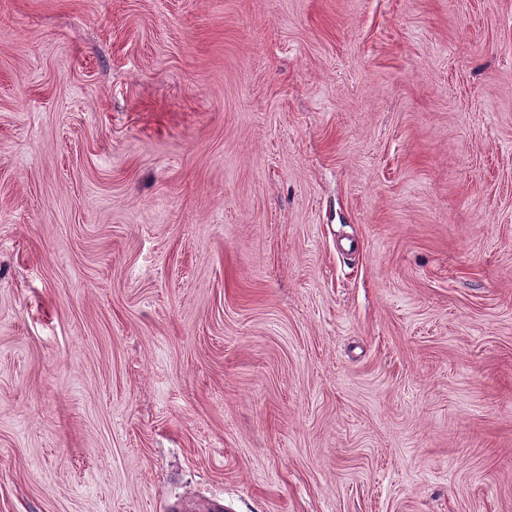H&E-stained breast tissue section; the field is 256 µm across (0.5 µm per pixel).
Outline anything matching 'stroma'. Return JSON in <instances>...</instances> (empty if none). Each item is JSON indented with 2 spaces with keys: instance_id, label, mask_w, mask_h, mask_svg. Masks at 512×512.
Returning <instances> with one entry per match:
<instances>
[{
  "instance_id": "stroma-1",
  "label": "stroma",
  "mask_w": 512,
  "mask_h": 512,
  "mask_svg": "<svg viewBox=\"0 0 512 512\" xmlns=\"http://www.w3.org/2000/svg\"><path fill=\"white\" fill-rule=\"evenodd\" d=\"M0 512H512V0H0Z\"/></svg>"
}]
</instances>
